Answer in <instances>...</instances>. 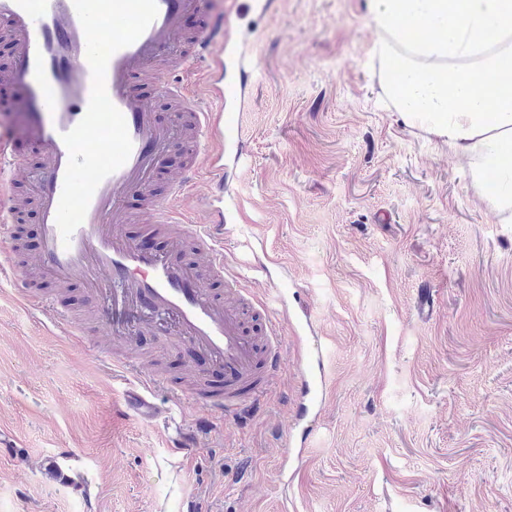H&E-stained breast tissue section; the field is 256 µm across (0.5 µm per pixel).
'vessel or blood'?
Returning <instances> with one entry per match:
<instances>
[{
	"label": "vessel or blood",
	"instance_id": "vessel-or-blood-1",
	"mask_svg": "<svg viewBox=\"0 0 512 512\" xmlns=\"http://www.w3.org/2000/svg\"><path fill=\"white\" fill-rule=\"evenodd\" d=\"M213 0H0V36L12 62L0 78L18 87V137L0 136V237L20 249L14 223L21 209L16 178L27 152L35 175L40 246L35 264L51 283L79 284L106 297L112 335L133 345L138 334L163 328L191 346L224 380L199 396L212 419L238 420L260 406L280 367L288 294L271 289L256 302L242 288L219 298L185 246L205 256L212 277L228 278L224 237V105L238 98L227 71L244 58L227 56L232 28ZM161 92L189 115L185 129L159 122L150 96ZM187 144L185 172L206 166L217 175L198 200L210 220L182 211L185 180L151 195L153 175L170 145ZM147 191L146 210L125 206ZM136 225L137 235L126 232ZM161 237L162 248L138 235ZM156 376L139 368L124 395L127 412L143 421L159 410Z\"/></svg>",
	"mask_w": 512,
	"mask_h": 512
}]
</instances>
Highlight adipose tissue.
<instances>
[{
	"mask_svg": "<svg viewBox=\"0 0 512 512\" xmlns=\"http://www.w3.org/2000/svg\"><path fill=\"white\" fill-rule=\"evenodd\" d=\"M380 63L398 57L383 90L407 124L468 159L474 180L501 160L490 203L512 223V0H369Z\"/></svg>",
	"mask_w": 512,
	"mask_h": 512,
	"instance_id": "adipose-tissue-1",
	"label": "adipose tissue"
}]
</instances>
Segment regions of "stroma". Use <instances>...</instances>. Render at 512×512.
<instances>
[{"label":"stroma","instance_id":"obj_1","mask_svg":"<svg viewBox=\"0 0 512 512\" xmlns=\"http://www.w3.org/2000/svg\"><path fill=\"white\" fill-rule=\"evenodd\" d=\"M368 0H275L242 16L256 66L224 169L227 262L262 298L287 288L297 332L257 415L199 425L177 399L203 366L163 332L114 343L71 286L81 333L0 275V512H512V223L467 161L390 106ZM322 413L296 425L309 344ZM156 369L161 417L122 412ZM172 414L198 445H170ZM305 438L304 450L293 448Z\"/></svg>","mask_w":512,"mask_h":512}]
</instances>
